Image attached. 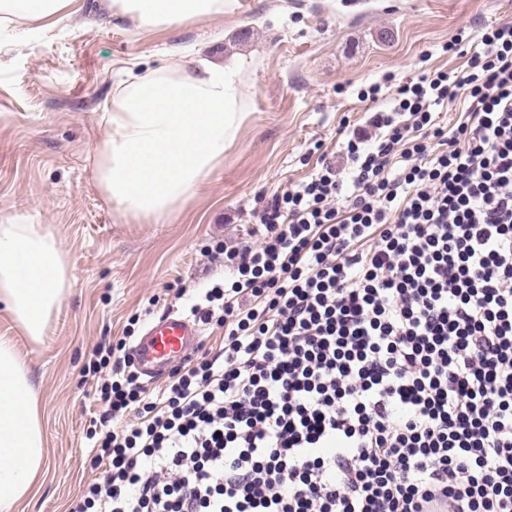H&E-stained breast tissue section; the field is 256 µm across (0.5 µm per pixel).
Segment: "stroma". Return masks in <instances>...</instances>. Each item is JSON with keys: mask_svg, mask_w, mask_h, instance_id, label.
Instances as JSON below:
<instances>
[{"mask_svg": "<svg viewBox=\"0 0 512 512\" xmlns=\"http://www.w3.org/2000/svg\"><path fill=\"white\" fill-rule=\"evenodd\" d=\"M512 23V0H233L224 15L142 29L70 0L62 20L0 27V217L50 227L75 281L40 342L0 310L40 400L48 470L18 512H68L92 469L87 431L101 412L83 371L100 342L142 334L138 316L175 308V291L224 269L217 244L256 241L255 207L304 180L315 143L333 146L364 111L357 94L388 73L460 71L458 30ZM239 72L243 119L224 161L156 224L124 219L99 189L96 153L123 67L175 71L193 57Z\"/></svg>", "mask_w": 512, "mask_h": 512, "instance_id": "1", "label": "stroma"}]
</instances>
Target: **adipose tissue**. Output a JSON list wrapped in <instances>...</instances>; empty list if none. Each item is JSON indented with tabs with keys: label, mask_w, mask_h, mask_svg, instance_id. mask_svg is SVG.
Listing matches in <instances>:
<instances>
[{
	"label": "adipose tissue",
	"mask_w": 512,
	"mask_h": 512,
	"mask_svg": "<svg viewBox=\"0 0 512 512\" xmlns=\"http://www.w3.org/2000/svg\"><path fill=\"white\" fill-rule=\"evenodd\" d=\"M142 27L223 15L230 0H104ZM67 0H0V24L60 14ZM239 91L224 66L199 61L119 84L106 112L96 179L123 214L162 220L224 160L241 120ZM75 280L53 231L0 220V306L41 341ZM20 456V467L9 460ZM49 455L26 360L0 336V512H16L46 472Z\"/></svg>",
	"instance_id": "1"
}]
</instances>
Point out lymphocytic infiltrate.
<instances>
[{"label":"lymphocytic infiltrate","mask_w":512,"mask_h":512,"mask_svg":"<svg viewBox=\"0 0 512 512\" xmlns=\"http://www.w3.org/2000/svg\"><path fill=\"white\" fill-rule=\"evenodd\" d=\"M473 47L219 246L189 312L223 348L156 391L96 347L103 478L69 512H512V23Z\"/></svg>","instance_id":"obj_1"}]
</instances>
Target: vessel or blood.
Listing matches in <instances>:
<instances>
[{
    "mask_svg": "<svg viewBox=\"0 0 512 512\" xmlns=\"http://www.w3.org/2000/svg\"><path fill=\"white\" fill-rule=\"evenodd\" d=\"M201 327L184 312L172 309L150 320L131 357L138 371L155 380L164 376L198 344Z\"/></svg>",
    "mask_w": 512,
    "mask_h": 512,
    "instance_id": "1",
    "label": "vessel or blood"
}]
</instances>
